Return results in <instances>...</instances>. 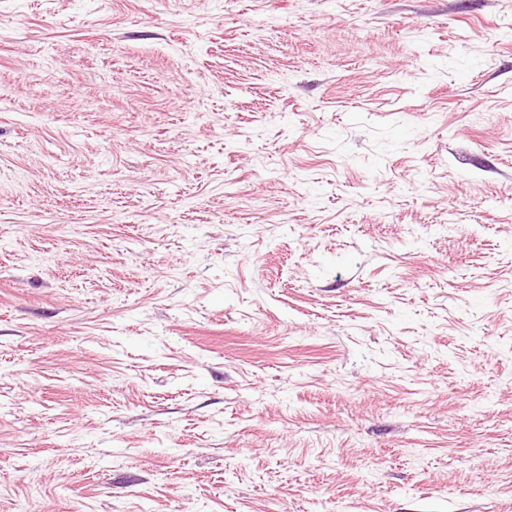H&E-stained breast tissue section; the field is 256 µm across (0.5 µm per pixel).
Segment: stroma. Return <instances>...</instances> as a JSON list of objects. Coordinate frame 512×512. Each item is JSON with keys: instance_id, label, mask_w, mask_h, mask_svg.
Masks as SVG:
<instances>
[{"instance_id": "obj_1", "label": "stroma", "mask_w": 512, "mask_h": 512, "mask_svg": "<svg viewBox=\"0 0 512 512\" xmlns=\"http://www.w3.org/2000/svg\"><path fill=\"white\" fill-rule=\"evenodd\" d=\"M0 512H512V0H0Z\"/></svg>"}]
</instances>
